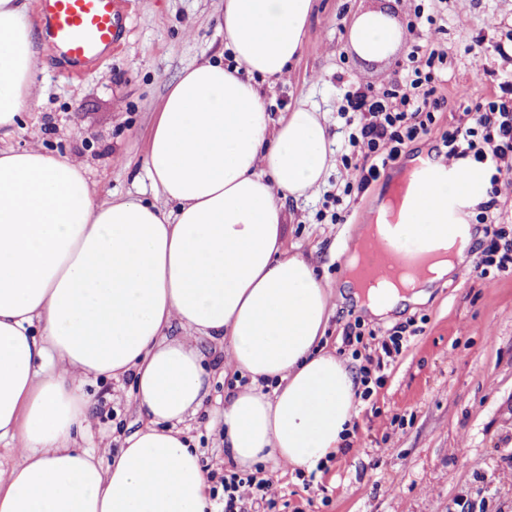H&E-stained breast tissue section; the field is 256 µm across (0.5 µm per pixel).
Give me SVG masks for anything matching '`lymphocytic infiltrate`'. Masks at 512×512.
I'll return each instance as SVG.
<instances>
[{
  "label": "lymphocytic infiltrate",
  "mask_w": 512,
  "mask_h": 512,
  "mask_svg": "<svg viewBox=\"0 0 512 512\" xmlns=\"http://www.w3.org/2000/svg\"><path fill=\"white\" fill-rule=\"evenodd\" d=\"M406 73L394 89L383 95L363 91L346 92L338 115L349 127L350 152L343 158L358 191H365L382 166L397 161L405 146L428 134L444 101L436 95L445 55L431 51L419 58L417 51L407 57ZM446 157L473 159L495 167L491 179L493 194L512 187V79L499 82L497 90L475 105L467 122L448 129L441 136ZM485 241L476 267L512 268V236L502 228L485 226ZM224 512H245L247 506H272L275 487L263 469L250 474L229 471L220 476Z\"/></svg>",
  "instance_id": "1"
}]
</instances>
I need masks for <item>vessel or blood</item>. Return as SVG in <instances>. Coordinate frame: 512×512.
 <instances>
[{
    "label": "vessel or blood",
    "instance_id": "1",
    "mask_svg": "<svg viewBox=\"0 0 512 512\" xmlns=\"http://www.w3.org/2000/svg\"><path fill=\"white\" fill-rule=\"evenodd\" d=\"M37 17L44 40L72 74L117 45L122 22L120 0H37ZM419 255L418 244L384 243L373 250L366 271L388 277Z\"/></svg>",
    "mask_w": 512,
    "mask_h": 512
}]
</instances>
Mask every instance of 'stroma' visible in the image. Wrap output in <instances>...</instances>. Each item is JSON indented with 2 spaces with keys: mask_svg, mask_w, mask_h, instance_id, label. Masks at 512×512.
Masks as SVG:
<instances>
[{
  "mask_svg": "<svg viewBox=\"0 0 512 512\" xmlns=\"http://www.w3.org/2000/svg\"><path fill=\"white\" fill-rule=\"evenodd\" d=\"M387 0H315L306 49L289 72L266 89L273 116L309 99L324 111L336 162L322 193L286 199L285 249L309 257L332 293L326 349L359 369L344 342L349 323L386 336L415 324L384 383L360 403L349 448L329 459L312 482L275 460L262 466L277 487L272 512H512V270H466L432 289L425 303L384 321L357 308L346 294L344 261L369 211L405 171L410 158L435 156L438 133L410 143L365 192L345 193L344 133L336 120L343 94H379L401 80L410 51L387 61L350 52L345 31L359 10ZM224 0H122L121 45L80 75L68 77L59 55L37 40L38 81L18 127L0 137L4 148H34L81 162L95 196L152 198L146 175L149 133L162 99L184 69L224 49L218 27ZM439 18L447 54L444 122L457 125L474 102L512 77V0H427ZM342 196L345 221L331 222ZM198 345L211 374L205 412L185 422L205 471H224V395L233 377L219 369L224 352L207 338ZM85 391L91 424L87 445L118 450L140 426L129 381L90 380Z\"/></svg>",
  "mask_w": 512,
  "mask_h": 512,
  "instance_id": "35a3bbf8",
  "label": "stroma"
}]
</instances>
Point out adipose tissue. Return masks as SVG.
I'll list each match as a JSON object with an SVG mask.
<instances>
[{
    "label": "adipose tissue",
    "mask_w": 512,
    "mask_h": 512,
    "mask_svg": "<svg viewBox=\"0 0 512 512\" xmlns=\"http://www.w3.org/2000/svg\"><path fill=\"white\" fill-rule=\"evenodd\" d=\"M313 0H224L232 65L207 61L169 87L149 139L162 198L101 200L83 165L0 149V512H213L186 420L209 374L196 344L223 345L224 370L249 377L224 398V446L240 470L272 458L310 472L345 447L359 385L321 344L332 295L315 264L284 250V199L309 198L331 166L323 112L263 103L305 50ZM347 43L379 62L408 42L389 8L357 13ZM26 0H0V130L37 82ZM385 239H419L432 281L456 273L467 218L491 174L428 164L404 181ZM434 210L422 215V195ZM186 333L168 336L172 324ZM131 377L143 425L108 460L79 446L83 385Z\"/></svg>",
    "instance_id": "1"
}]
</instances>
